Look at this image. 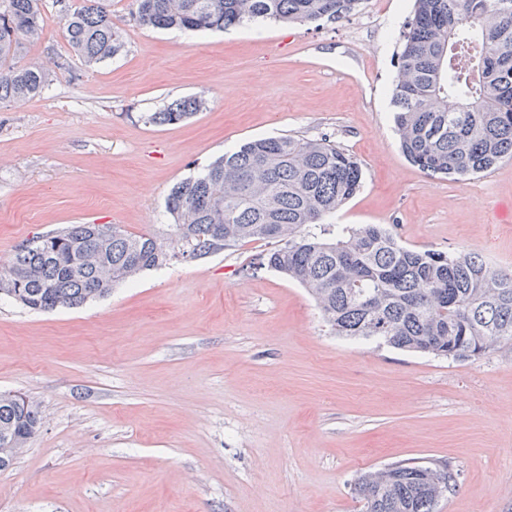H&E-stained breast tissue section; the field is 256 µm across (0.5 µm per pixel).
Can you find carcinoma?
<instances>
[{
  "label": "carcinoma",
  "instance_id": "1",
  "mask_svg": "<svg viewBox=\"0 0 512 512\" xmlns=\"http://www.w3.org/2000/svg\"><path fill=\"white\" fill-rule=\"evenodd\" d=\"M361 0H137L153 29L220 30L274 21H336ZM40 0H0V103L39 95L48 73L19 64L41 33ZM66 39L88 67L125 48L107 0L64 14ZM391 103L400 148L429 175L466 180L512 158V0H414L402 35ZM203 102L175 100L146 120L174 125ZM360 160L328 136L248 141L177 183L167 199L173 236L70 224L16 247L0 272V296L25 307L76 308L139 273L263 240L258 258L301 285L338 336L406 351L475 360L512 347V272L480 254L409 248L380 224L329 219L358 191ZM40 425L34 403L0 396V456ZM446 463L401 461L354 483L363 512H435L452 489Z\"/></svg>",
  "mask_w": 512,
  "mask_h": 512
}]
</instances>
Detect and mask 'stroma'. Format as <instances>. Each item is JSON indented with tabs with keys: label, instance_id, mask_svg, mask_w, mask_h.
Listing matches in <instances>:
<instances>
[{
	"label": "stroma",
	"instance_id": "35a3bbf8",
	"mask_svg": "<svg viewBox=\"0 0 512 512\" xmlns=\"http://www.w3.org/2000/svg\"><path fill=\"white\" fill-rule=\"evenodd\" d=\"M125 49L88 67L55 0L26 61L41 95L0 104V254L69 224L171 234L178 182L254 138L330 135L364 180L334 218L512 270V159L454 182L401 153L391 89L412 0L310 25L155 30L111 0ZM204 107L175 125L144 116ZM262 241L173 261L78 308L0 298V394L42 426L0 472V512H361L363 473L448 462L437 512H512V351L456 361L333 335ZM203 106V102L196 98L175 100L159 112H151L146 116L150 123L160 125H174L196 114Z\"/></svg>",
	"mask_w": 512,
	"mask_h": 512
}]
</instances>
